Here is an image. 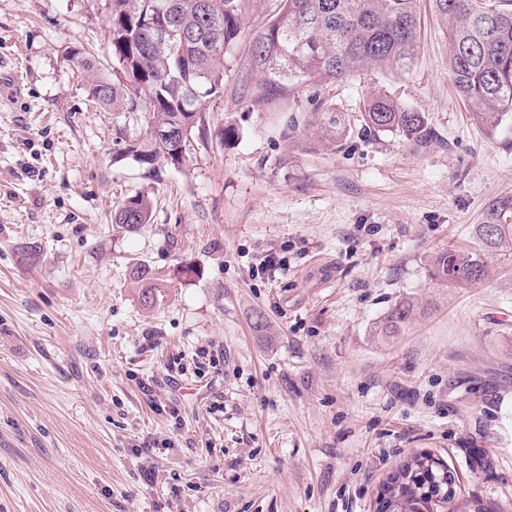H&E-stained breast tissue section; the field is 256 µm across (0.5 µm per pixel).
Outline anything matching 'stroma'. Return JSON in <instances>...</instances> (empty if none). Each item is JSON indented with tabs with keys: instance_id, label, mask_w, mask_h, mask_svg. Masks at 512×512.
Masks as SVG:
<instances>
[{
	"instance_id": "1",
	"label": "stroma",
	"mask_w": 512,
	"mask_h": 512,
	"mask_svg": "<svg viewBox=\"0 0 512 512\" xmlns=\"http://www.w3.org/2000/svg\"><path fill=\"white\" fill-rule=\"evenodd\" d=\"M275 7L254 0L185 165L151 177L117 154L143 113L95 111L71 60L111 72L107 0H0V512H374L423 451L512 512V266L470 288L428 266L512 196V119L469 115L431 0L409 71L254 105ZM377 88L433 144L286 128L317 95L356 119ZM135 192L152 219L127 231L111 212ZM406 299L405 334L382 336ZM132 278L136 282L144 283V286L141 288L140 301L143 306L151 307L156 300V288L148 286L150 280V271L141 263H136L132 268Z\"/></svg>"
}]
</instances>
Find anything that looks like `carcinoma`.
I'll use <instances>...</instances> for the list:
<instances>
[{"label": "carcinoma", "instance_id": "cac0c4a2", "mask_svg": "<svg viewBox=\"0 0 512 512\" xmlns=\"http://www.w3.org/2000/svg\"><path fill=\"white\" fill-rule=\"evenodd\" d=\"M416 0H278L251 44V65L261 76L254 102L299 87L339 83L365 70L402 72L418 47ZM448 23V78L474 121L490 133L512 118V0H433ZM247 0H109L107 43L112 76L100 62L73 51L89 97L112 112L148 114L143 133L125 141L123 153L149 172L184 163L186 146L204 124L205 103L224 89L225 55L239 38ZM313 112L337 143H361L381 135L416 146L435 133L424 112L390 92L363 96L359 126L346 125L331 98L313 100ZM151 199L136 193L112 215V223L135 230L150 223ZM512 264V196L493 199L473 225L472 244L450 246L432 258L436 284L463 288L484 281L498 265ZM132 278L144 283L141 304L150 307L156 288L149 269L136 263ZM412 312L397 303L383 329L397 336ZM486 512L477 500L461 497L454 472L428 452L414 454L384 480L375 512Z\"/></svg>", "mask_w": 512, "mask_h": 512}]
</instances>
